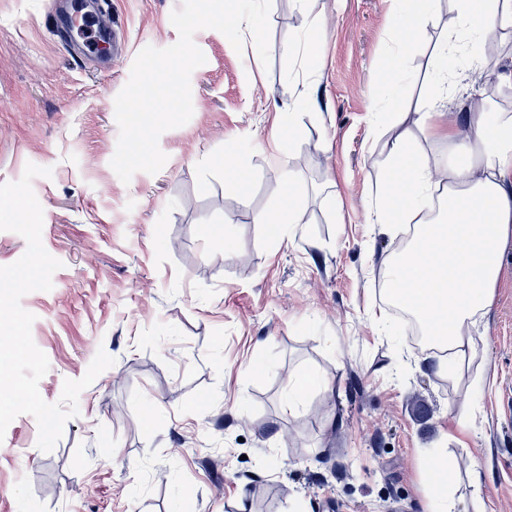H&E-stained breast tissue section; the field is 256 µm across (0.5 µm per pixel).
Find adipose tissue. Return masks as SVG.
<instances>
[{
    "label": "adipose tissue",
    "mask_w": 512,
    "mask_h": 512,
    "mask_svg": "<svg viewBox=\"0 0 512 512\" xmlns=\"http://www.w3.org/2000/svg\"><path fill=\"white\" fill-rule=\"evenodd\" d=\"M456 15L474 45L473 101L469 111H449L440 90L419 113L415 129L393 105L380 115L393 135L385 143L392 171L387 191L371 209L375 223L411 228V240L385 264L392 299L408 309L424 332L448 379L462 372L477 344L471 329L495 297L501 254L512 239V113L481 111L488 61L481 46L512 29V0H454ZM450 148L447 161L432 158L422 139ZM300 173L281 185L282 206L262 223L273 231L295 230L305 217L298 202Z\"/></svg>",
    "instance_id": "1"
}]
</instances>
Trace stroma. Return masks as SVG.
Listing matches in <instances>:
<instances>
[{
	"mask_svg": "<svg viewBox=\"0 0 512 512\" xmlns=\"http://www.w3.org/2000/svg\"><path fill=\"white\" fill-rule=\"evenodd\" d=\"M180 4L99 0L112 46L87 61L50 27L54 0H0V184L29 162L53 170L32 186L43 246L62 266L50 291L21 300L49 360L39 392L59 402L98 349L115 359L53 451L37 448L32 416L11 422L0 512H431L436 453L462 462L448 486L454 512H512V240L474 328L468 373L494 378L483 395L376 320L390 309L384 261L403 245L368 212L387 175L381 70L401 53L402 105L416 114L447 38L460 60L445 77L449 103L463 101L471 48L452 0H437L405 43L388 0H272L266 66L198 31L193 116L160 136L157 174L125 183L110 166L114 100L145 46L177 41ZM314 16L325 67L310 75L297 49ZM300 96L288 126L278 109ZM228 151L244 187L224 167ZM292 170L305 223L280 240L259 218ZM302 368L328 386L285 412L284 377Z\"/></svg>",
	"mask_w": 512,
	"mask_h": 512,
	"instance_id": "stroma-1",
	"label": "stroma"
}]
</instances>
